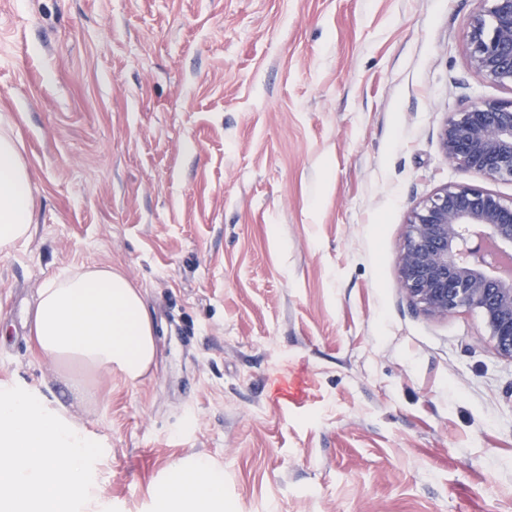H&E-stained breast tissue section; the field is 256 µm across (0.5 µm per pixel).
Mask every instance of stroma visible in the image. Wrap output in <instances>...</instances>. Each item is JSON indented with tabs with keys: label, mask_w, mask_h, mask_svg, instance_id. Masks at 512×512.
<instances>
[{
	"label": "stroma",
	"mask_w": 512,
	"mask_h": 512,
	"mask_svg": "<svg viewBox=\"0 0 512 512\" xmlns=\"http://www.w3.org/2000/svg\"><path fill=\"white\" fill-rule=\"evenodd\" d=\"M478 0H0V114L31 239L0 254V386L71 395L26 312L120 269L156 323L137 382L72 405L100 494L159 512L166 470H224V512H512V361L480 314L402 289L410 211L474 184L439 131L512 99L470 65Z\"/></svg>",
	"instance_id": "obj_1"
}]
</instances>
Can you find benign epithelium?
<instances>
[{
    "mask_svg": "<svg viewBox=\"0 0 512 512\" xmlns=\"http://www.w3.org/2000/svg\"><path fill=\"white\" fill-rule=\"evenodd\" d=\"M471 18L470 64L485 80L512 86V0H486ZM448 161L487 180L512 182V100L455 112L440 130ZM398 254L407 297L434 317L480 313L494 351L512 360V199L484 188L445 186L416 206Z\"/></svg>",
    "mask_w": 512,
    "mask_h": 512,
    "instance_id": "benign-epithelium-1",
    "label": "benign epithelium"
}]
</instances>
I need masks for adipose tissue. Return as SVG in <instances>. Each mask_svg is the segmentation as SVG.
<instances>
[{"mask_svg":"<svg viewBox=\"0 0 512 512\" xmlns=\"http://www.w3.org/2000/svg\"><path fill=\"white\" fill-rule=\"evenodd\" d=\"M35 199L27 165L8 122L0 120V253L33 233ZM28 322L54 362L141 379L156 358L155 325L143 294L107 265L70 270L37 291ZM162 512H224V474L206 460L172 464L159 493Z\"/></svg>","mask_w":512,"mask_h":512,"instance_id":"obj_1","label":"adipose tissue"}]
</instances>
